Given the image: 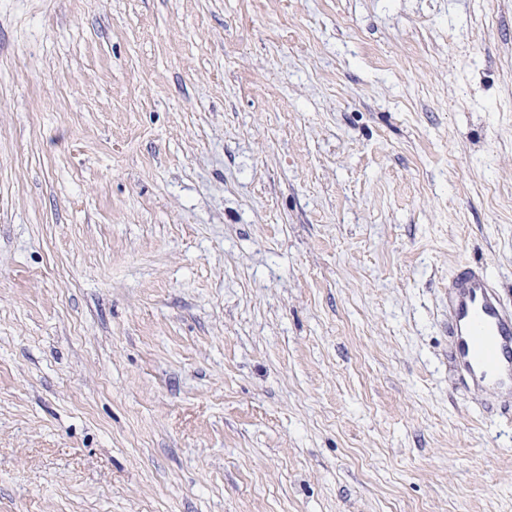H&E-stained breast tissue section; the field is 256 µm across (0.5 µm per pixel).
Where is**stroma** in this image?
Segmentation results:
<instances>
[{
    "instance_id": "obj_1",
    "label": "stroma",
    "mask_w": 512,
    "mask_h": 512,
    "mask_svg": "<svg viewBox=\"0 0 512 512\" xmlns=\"http://www.w3.org/2000/svg\"><path fill=\"white\" fill-rule=\"evenodd\" d=\"M512 0H0V512H512ZM448 363L465 388L512 397V307L485 268L467 261L448 279Z\"/></svg>"
}]
</instances>
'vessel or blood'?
<instances>
[{
	"instance_id": "1",
	"label": "vessel or blood",
	"mask_w": 512,
	"mask_h": 512,
	"mask_svg": "<svg viewBox=\"0 0 512 512\" xmlns=\"http://www.w3.org/2000/svg\"><path fill=\"white\" fill-rule=\"evenodd\" d=\"M448 362L465 388L512 397V307L485 268L467 261L448 280Z\"/></svg>"
}]
</instances>
